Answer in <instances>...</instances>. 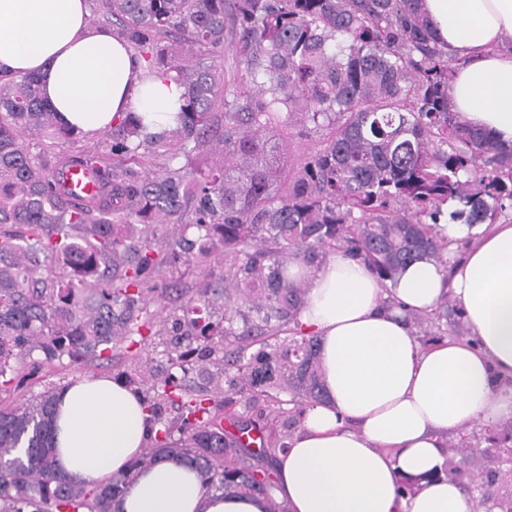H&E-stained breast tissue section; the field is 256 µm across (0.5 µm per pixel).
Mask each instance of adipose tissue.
I'll use <instances>...</instances> for the list:
<instances>
[{
    "label": "adipose tissue",
    "instance_id": "adipose-tissue-1",
    "mask_svg": "<svg viewBox=\"0 0 512 512\" xmlns=\"http://www.w3.org/2000/svg\"><path fill=\"white\" fill-rule=\"evenodd\" d=\"M441 42L464 61L448 86L462 122L512 147V0H423ZM87 0H0V72L33 74L59 118L93 134L134 110L150 131L174 124L182 93L148 73L107 29H90ZM470 239L451 282L439 264L409 266L391 290L360 260L327 254L289 268L305 280L299 321L320 339L327 401L307 409L277 456L275 496L289 512H474L439 474L443 436L512 420V222H440ZM463 312L468 339L425 347L402 308L434 309L444 294ZM158 430L133 387L83 379L58 397L61 473L93 487L125 474ZM415 480L401 496V478ZM118 512H268L265 498L205 492L199 473L161 459L128 482Z\"/></svg>",
    "mask_w": 512,
    "mask_h": 512
}]
</instances>
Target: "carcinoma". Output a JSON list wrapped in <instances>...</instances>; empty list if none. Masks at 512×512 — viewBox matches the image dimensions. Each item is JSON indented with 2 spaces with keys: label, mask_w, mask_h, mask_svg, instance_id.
<instances>
[{
  "label": "carcinoma",
  "mask_w": 512,
  "mask_h": 512,
  "mask_svg": "<svg viewBox=\"0 0 512 512\" xmlns=\"http://www.w3.org/2000/svg\"><path fill=\"white\" fill-rule=\"evenodd\" d=\"M94 2L148 71L183 87L176 125L152 133L127 112L86 146L35 77L0 75V393L29 359L103 363L123 349L135 376L120 378L159 435L126 475L88 488L57 470V388L1 404L0 512H115L159 458L194 466L208 493L287 512L266 448H287L326 399L318 338L299 322L307 288L288 265L341 250L386 287L415 261L444 263V205L470 226L512 212V148L451 111L464 60L421 0ZM28 135L47 143L34 153ZM294 136L314 145L289 166ZM71 168L94 195L62 186ZM406 317L433 339L466 335L447 297ZM487 441L481 452L512 457V425ZM481 482L502 489L484 493L485 512H512V469Z\"/></svg>",
  "instance_id": "carcinoma-1"
}]
</instances>
